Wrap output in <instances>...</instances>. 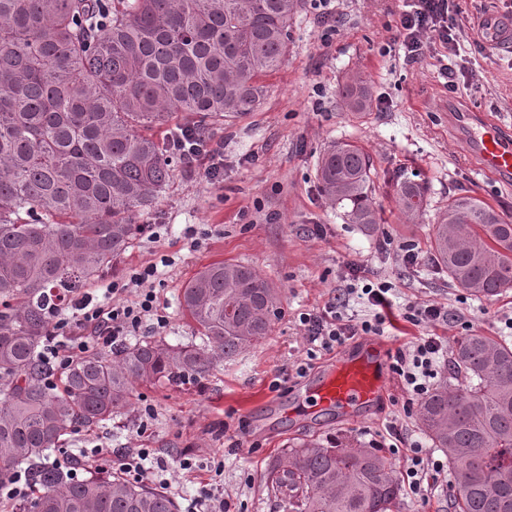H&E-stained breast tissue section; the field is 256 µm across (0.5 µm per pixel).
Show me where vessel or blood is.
Segmentation results:
<instances>
[{
  "instance_id": "obj_1",
  "label": "vessel or blood",
  "mask_w": 512,
  "mask_h": 512,
  "mask_svg": "<svg viewBox=\"0 0 512 512\" xmlns=\"http://www.w3.org/2000/svg\"><path fill=\"white\" fill-rule=\"evenodd\" d=\"M448 119L480 174L512 182V134L494 118L472 108L451 110ZM383 355L345 357L311 395L313 405L350 408L371 403L382 385Z\"/></svg>"
}]
</instances>
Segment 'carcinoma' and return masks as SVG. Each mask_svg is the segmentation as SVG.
Here are the masks:
<instances>
[{"mask_svg": "<svg viewBox=\"0 0 512 512\" xmlns=\"http://www.w3.org/2000/svg\"><path fill=\"white\" fill-rule=\"evenodd\" d=\"M302 0H0V484L26 471L31 496L12 512H178L163 489L117 472L78 478L49 461L63 437L125 410L137 387L186 375L261 342L279 297L251 267L217 262L181 289L200 342L144 337L70 365L45 382L50 321L74 289L95 284L143 234L142 224L185 160L179 125L215 138L224 122L264 102L262 79L283 64ZM365 112L367 82L339 89ZM371 162L357 145L330 146L317 163L322 194L351 223L378 224ZM419 219L426 189H395ZM434 261L479 298L512 288V222L469 195L436 224ZM444 379L419 407L423 431L454 473V512H512V345L473 333L453 349ZM283 512H401L391 460L351 443L280 449L266 469Z\"/></svg>", "mask_w": 512, "mask_h": 512, "instance_id": "obj_1", "label": "carcinoma"}]
</instances>
